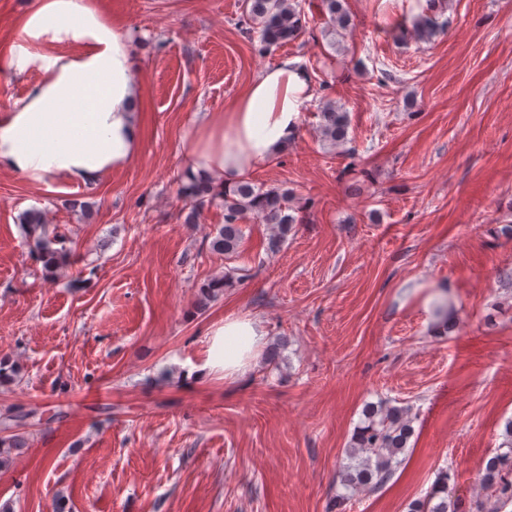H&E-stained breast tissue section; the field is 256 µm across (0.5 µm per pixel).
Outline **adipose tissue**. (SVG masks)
Segmentation results:
<instances>
[{
	"label": "adipose tissue",
	"mask_w": 512,
	"mask_h": 512,
	"mask_svg": "<svg viewBox=\"0 0 512 512\" xmlns=\"http://www.w3.org/2000/svg\"><path fill=\"white\" fill-rule=\"evenodd\" d=\"M22 31L34 40L71 39L81 50L50 58L42 79L0 114V169L38 182L61 177L95 186L141 146L140 87L127 37L91 0H41ZM311 97L309 73L297 60L266 68L186 134L185 171L233 189L294 139ZM212 334L206 367L228 383L256 364L266 343L260 319L234 312Z\"/></svg>",
	"instance_id": "adipose-tissue-1"
}]
</instances>
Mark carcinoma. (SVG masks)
<instances>
[{"label":"carcinoma","mask_w":512,"mask_h":512,"mask_svg":"<svg viewBox=\"0 0 512 512\" xmlns=\"http://www.w3.org/2000/svg\"><path fill=\"white\" fill-rule=\"evenodd\" d=\"M344 0H322L328 12V26L345 30L350 26V14L343 6ZM436 8V0H428L419 14L414 27L427 39L437 31V22L430 15ZM247 21L255 26L266 47H279L297 39L304 32L301 3L298 0H244ZM320 133L324 140L334 145L345 142L348 112L333 101H326L320 110ZM185 202L187 215L184 223L195 224L202 211L220 202L224 205V224L209 244L211 251L229 258L236 253L243 240L241 224L248 218L272 225L274 232L270 248L277 249L291 225L299 223V217L288 213V193L278 189H265L248 181L239 183L227 192L206 178L190 180L178 189ZM21 223L27 234L35 238L37 260L47 270L57 268L64 254L53 247V241L37 234L45 224L43 213L29 210L23 213ZM366 420L358 426L352 445L348 449L351 463L340 471V480L347 489L376 491L390 478L401 464L398 456L404 453L414 434L408 411L396 406H367ZM28 414L8 415L0 420V448L26 447L23 436L10 433L22 425ZM450 470H441L430 490L421 498L408 504V512H465L455 490L450 487ZM478 481L486 493V499L473 502L472 512H506L512 508V420L505 425L504 442L482 461Z\"/></svg>","instance_id":"obj_1"}]
</instances>
